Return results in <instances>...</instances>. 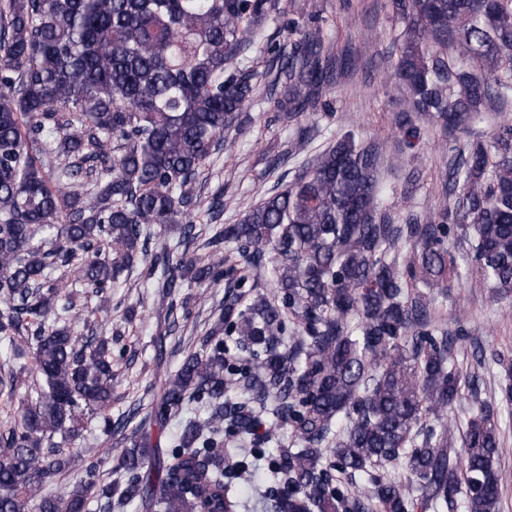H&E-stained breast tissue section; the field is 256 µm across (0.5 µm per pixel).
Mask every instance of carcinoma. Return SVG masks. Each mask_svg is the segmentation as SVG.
<instances>
[{
  "label": "carcinoma",
  "mask_w": 512,
  "mask_h": 512,
  "mask_svg": "<svg viewBox=\"0 0 512 512\" xmlns=\"http://www.w3.org/2000/svg\"><path fill=\"white\" fill-rule=\"evenodd\" d=\"M405 23L394 75L399 117L469 133L512 105V0H392ZM278 0H4L0 4V340L31 345L27 399L0 431V512H240L244 466L224 447L288 444L271 463L266 512H499L507 452L493 403L460 426L456 343L463 318L440 314L465 240L483 287L512 297V124L456 148L448 205L393 223L377 152L347 132L287 188L236 224H214L203 255L195 183L253 95L239 66ZM289 114L328 107L349 67L308 29L288 57ZM175 237L150 249L153 238ZM235 244L269 298L224 268ZM141 268L161 300L233 288L200 349L157 377L145 414L112 417L113 345L76 336L70 285L107 307ZM191 403L197 414L162 440ZM267 414L256 433L254 406ZM98 415L130 432L100 477L92 448H60ZM73 473L61 492L51 490Z\"/></svg>",
  "instance_id": "carcinoma-1"
}]
</instances>
